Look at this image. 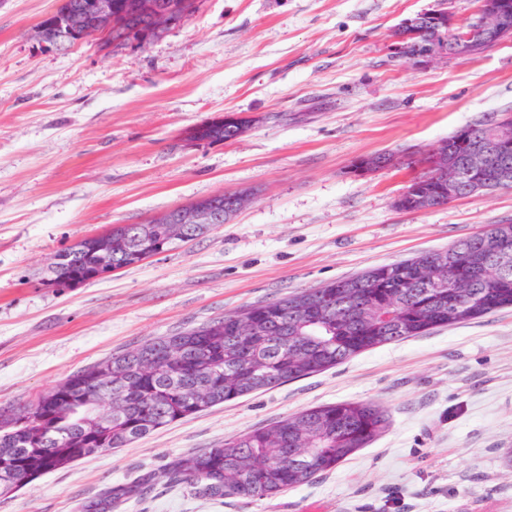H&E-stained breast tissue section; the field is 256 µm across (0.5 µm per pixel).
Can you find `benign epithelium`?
<instances>
[{
  "label": "benign epithelium",
  "mask_w": 512,
  "mask_h": 512,
  "mask_svg": "<svg viewBox=\"0 0 512 512\" xmlns=\"http://www.w3.org/2000/svg\"><path fill=\"white\" fill-rule=\"evenodd\" d=\"M196 8L195 0H189V7L181 15H159L156 18V30L178 26L191 16ZM512 0H479L474 17L465 26L456 23L453 15L444 8H438L404 19L393 31V43L398 53L405 52L407 41L418 33L421 24L429 23L440 33V38L428 43L421 53V58L432 60L448 55L473 56L486 49H491L506 39H512ZM61 27L74 36L73 43L80 44L91 38L105 34V29L87 28L85 18L80 13L64 10L58 14ZM455 145L465 152L466 163L462 167L452 166L450 174L440 178L436 190L445 201H453L464 197H473L487 193L486 183L481 180V170L491 160L504 161L501 167L502 181L512 184V113L506 111L495 118L491 130L478 137L469 130H461L454 137ZM428 158L424 164L429 170L443 171L444 158L448 156V143L441 142L423 152ZM418 180L411 182L405 196L396 202L397 207H415V211L427 210V197L420 189ZM231 209H218L207 201L200 199L188 204L177 206L156 215L150 220L152 224H165L167 236L171 239L189 241L197 228L218 227L229 221L234 215L253 202V197L246 191L227 192ZM99 241L97 247V266L89 273L90 281L112 275V231L90 236ZM423 281L433 288H446L448 295L459 294L460 283L445 277L435 278L424 276Z\"/></svg>",
  "instance_id": "obj_1"
}]
</instances>
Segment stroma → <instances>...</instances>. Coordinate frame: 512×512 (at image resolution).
Masks as SVG:
<instances>
[{"instance_id": "obj_1", "label": "stroma", "mask_w": 512, "mask_h": 512, "mask_svg": "<svg viewBox=\"0 0 512 512\" xmlns=\"http://www.w3.org/2000/svg\"><path fill=\"white\" fill-rule=\"evenodd\" d=\"M59 0H0V406L103 357L512 224V188L396 208L422 169L354 160L430 148L512 111V40L421 62L391 34L477 0H201L143 45L42 48ZM255 117L234 142L193 127ZM248 188L217 230L76 288L45 285L58 250L115 224ZM369 401L388 426L313 482L212 501L158 484L122 512H512V307L367 350L48 472L0 512H78L102 489L306 409Z\"/></svg>"}]
</instances>
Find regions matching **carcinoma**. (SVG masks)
I'll use <instances>...</instances> for the list:
<instances>
[{"mask_svg":"<svg viewBox=\"0 0 512 512\" xmlns=\"http://www.w3.org/2000/svg\"><path fill=\"white\" fill-rule=\"evenodd\" d=\"M137 0H112L123 22L108 39L128 44L158 33L139 13ZM53 13L38 25L41 40L70 43ZM224 119L202 125L197 141L230 142ZM512 224H493L452 247L371 268L293 296L251 305L202 326L159 336L78 370L22 407L0 408V459L12 463L8 478L26 484L90 455L124 448L177 421L226 401L277 387L342 364L361 352L454 326L512 306V271L497 280L485 272ZM458 274L464 301L448 300V289L432 294L419 276L428 265ZM96 262L87 243L67 246L51 258L46 279L85 281ZM373 300L377 314L359 308ZM92 397L104 422L81 423L82 399ZM384 412L371 403L309 408L251 430L216 447L167 462L159 471L109 486L83 501L80 512H118L147 496L160 481L185 484L212 500L267 498L307 484L331 471L378 436Z\"/></svg>","mask_w":512,"mask_h":512,"instance_id":"cac0c4a2","label":"carcinoma"}]
</instances>
